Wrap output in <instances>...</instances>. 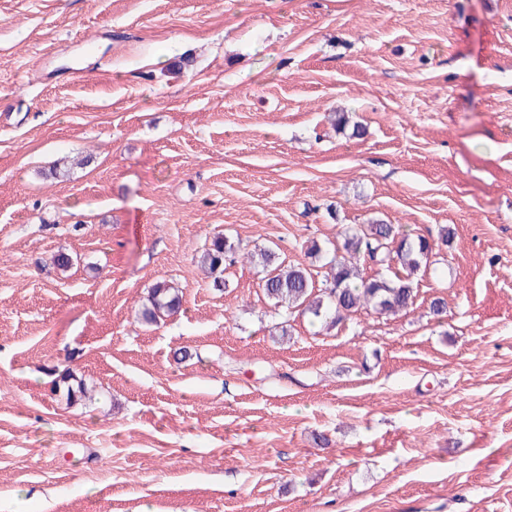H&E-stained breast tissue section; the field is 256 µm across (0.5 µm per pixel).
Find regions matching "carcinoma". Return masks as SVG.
<instances>
[{"instance_id": "obj_1", "label": "carcinoma", "mask_w": 512, "mask_h": 512, "mask_svg": "<svg viewBox=\"0 0 512 512\" xmlns=\"http://www.w3.org/2000/svg\"><path fill=\"white\" fill-rule=\"evenodd\" d=\"M433 244L423 235H412L398 224L377 220L371 224H354L344 228L341 242L319 274L301 264H286L271 247L247 253V259L262 267L264 296L276 307L288 312L308 313L334 326L362 310L397 314L413 306V282L422 265L432 253ZM237 247L227 238L215 237L201 256V264L215 273ZM378 266L400 269L392 276L367 278L359 269L360 260ZM182 303L179 290L158 283L148 294L141 310L147 323L175 313ZM60 382L66 387L67 400L84 393L83 380L64 374Z\"/></svg>"}]
</instances>
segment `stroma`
<instances>
[{
  "label": "stroma",
  "instance_id": "1",
  "mask_svg": "<svg viewBox=\"0 0 512 512\" xmlns=\"http://www.w3.org/2000/svg\"><path fill=\"white\" fill-rule=\"evenodd\" d=\"M376 219L388 319L197 264ZM0 512H512V0H0ZM237 247L226 237H215L210 246L201 256V264L207 267L211 274H214L224 265V261L229 255L235 254ZM182 295L179 290L165 283H158L148 294L141 310V317L147 323H155L179 310Z\"/></svg>",
  "mask_w": 512,
  "mask_h": 512
}]
</instances>
